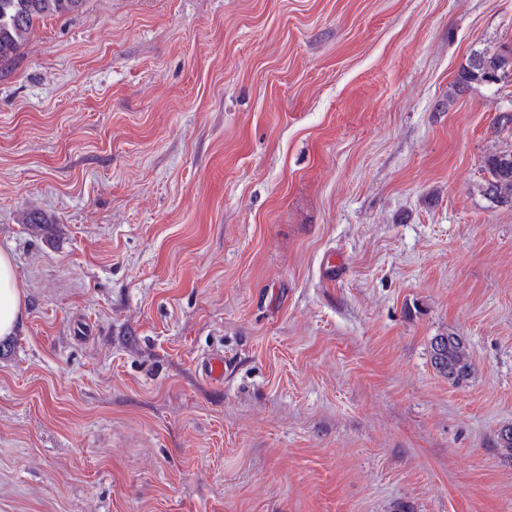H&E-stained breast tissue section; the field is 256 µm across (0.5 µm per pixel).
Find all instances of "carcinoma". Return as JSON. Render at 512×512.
Here are the masks:
<instances>
[{"label": "carcinoma", "mask_w": 512, "mask_h": 512, "mask_svg": "<svg viewBox=\"0 0 512 512\" xmlns=\"http://www.w3.org/2000/svg\"><path fill=\"white\" fill-rule=\"evenodd\" d=\"M83 0H0V62L12 59L39 22L79 10ZM512 49L474 51L453 82V90L464 92L475 85L491 86V74L508 78L512 73ZM487 173L479 192L494 206L512 208V149L492 153L484 159ZM430 360L435 371L453 383L472 374V361L464 337L446 332L430 340Z\"/></svg>", "instance_id": "obj_1"}]
</instances>
